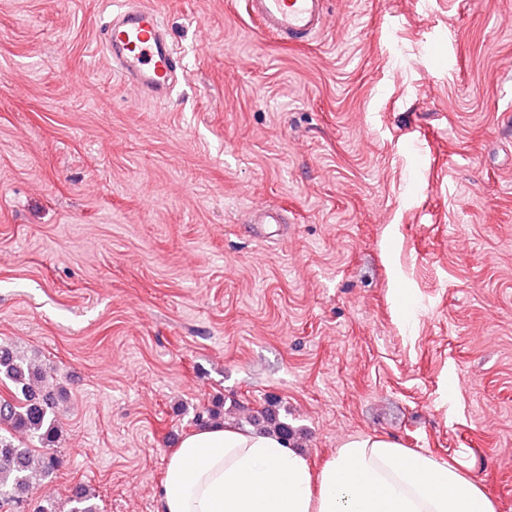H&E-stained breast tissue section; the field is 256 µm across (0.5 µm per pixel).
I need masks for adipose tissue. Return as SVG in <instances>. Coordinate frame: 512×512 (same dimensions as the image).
<instances>
[{
  "instance_id": "1",
  "label": "adipose tissue",
  "mask_w": 512,
  "mask_h": 512,
  "mask_svg": "<svg viewBox=\"0 0 512 512\" xmlns=\"http://www.w3.org/2000/svg\"><path fill=\"white\" fill-rule=\"evenodd\" d=\"M163 512H496L456 466L390 439L354 436L312 471L275 434L214 425L169 457Z\"/></svg>"
}]
</instances>
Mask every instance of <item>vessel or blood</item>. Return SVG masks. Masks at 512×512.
<instances>
[{
  "instance_id": "1",
  "label": "vessel or blood",
  "mask_w": 512,
  "mask_h": 512,
  "mask_svg": "<svg viewBox=\"0 0 512 512\" xmlns=\"http://www.w3.org/2000/svg\"><path fill=\"white\" fill-rule=\"evenodd\" d=\"M259 31L284 45L311 42L325 27L328 0H246ZM113 73L145 98L167 99L181 70L156 10L134 4L113 16L102 34Z\"/></svg>"
}]
</instances>
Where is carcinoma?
Instances as JSON below:
<instances>
[{"instance_id":"carcinoma-1","label":"carcinoma","mask_w":512,"mask_h":512,"mask_svg":"<svg viewBox=\"0 0 512 512\" xmlns=\"http://www.w3.org/2000/svg\"><path fill=\"white\" fill-rule=\"evenodd\" d=\"M0 382L9 390V397H0V512H27L32 474L48 477L58 465L55 450L50 448L57 435L55 402L39 390L40 369L10 345H0ZM250 419H261L266 431L290 437L288 424L267 411ZM16 433L37 442L42 452L37 454L16 441ZM62 512H99V508L95 495L85 492L70 498Z\"/></svg>"}]
</instances>
